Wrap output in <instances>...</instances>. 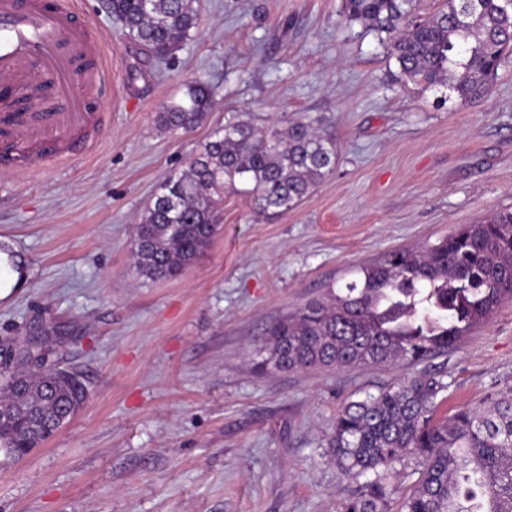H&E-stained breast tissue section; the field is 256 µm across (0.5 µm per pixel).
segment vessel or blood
<instances>
[{
  "label": "vessel or blood",
  "mask_w": 512,
  "mask_h": 512,
  "mask_svg": "<svg viewBox=\"0 0 512 512\" xmlns=\"http://www.w3.org/2000/svg\"><path fill=\"white\" fill-rule=\"evenodd\" d=\"M91 23L64 0H0V151L23 166L86 150L109 92Z\"/></svg>",
  "instance_id": "vessel-or-blood-1"
}]
</instances>
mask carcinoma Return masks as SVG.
Instances as JSON below:
<instances>
[{"label": "carcinoma", "mask_w": 512, "mask_h": 512, "mask_svg": "<svg viewBox=\"0 0 512 512\" xmlns=\"http://www.w3.org/2000/svg\"><path fill=\"white\" fill-rule=\"evenodd\" d=\"M195 0H112L133 38L157 56L180 49L198 28ZM461 0H444L424 19L412 0H345V12L387 35L399 77L441 100L487 93L512 54V0H482L459 22ZM185 99L160 113L168 129H191L210 107L207 87L185 85ZM335 138L317 118L256 130L233 114L215 129L186 170L168 176L137 225L132 248L149 280L190 265L216 232L215 202L225 192L249 195L263 214L294 208L336 165ZM362 277L329 288L286 315L250 353L254 367L275 374L307 368L342 370L370 364L416 365L443 353L512 301V212L463 224L435 244L395 250L360 268ZM36 361L0 363V455L16 460L44 444L85 402L73 371ZM445 384L412 376L364 400L351 401L327 439L330 460L347 476L373 474L345 512H387L388 471L422 458L420 480L400 512H512V389L434 418ZM495 506L484 508L474 488Z\"/></svg>", "instance_id": "1"}]
</instances>
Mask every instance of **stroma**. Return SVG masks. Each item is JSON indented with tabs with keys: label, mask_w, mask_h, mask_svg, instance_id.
Here are the masks:
<instances>
[{
	"label": "stroma",
	"mask_w": 512,
	"mask_h": 512,
	"mask_svg": "<svg viewBox=\"0 0 512 512\" xmlns=\"http://www.w3.org/2000/svg\"><path fill=\"white\" fill-rule=\"evenodd\" d=\"M70 2L95 23L112 94L90 152L0 171V243L24 274L0 296V344L56 332V359L87 398L43 446L0 460V512H343L366 483L327 456L347 403L425 375L445 385L442 419L512 387V301L412 367L265 375L247 356L281 317L387 252L512 210V57L489 95L440 106L399 81L343 0H197V29L165 62L103 0ZM195 80L209 110L193 129L161 128ZM233 112L261 130L323 117L335 168L275 215L225 194L192 264L140 277L142 215Z\"/></svg>",
	"instance_id": "1"
}]
</instances>
